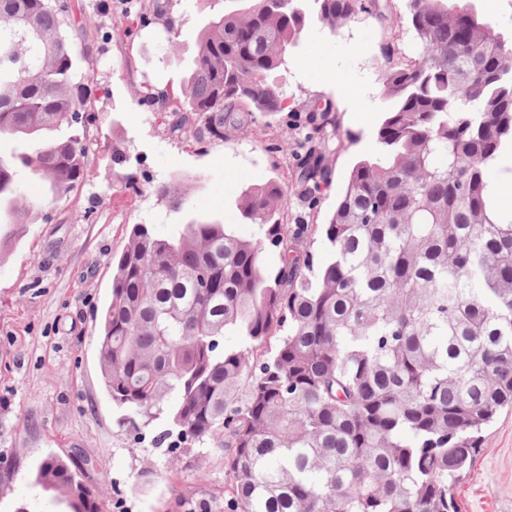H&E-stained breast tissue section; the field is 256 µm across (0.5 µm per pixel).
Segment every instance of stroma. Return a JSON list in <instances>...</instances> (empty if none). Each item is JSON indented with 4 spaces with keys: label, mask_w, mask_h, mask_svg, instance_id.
<instances>
[{
    "label": "stroma",
    "mask_w": 512,
    "mask_h": 512,
    "mask_svg": "<svg viewBox=\"0 0 512 512\" xmlns=\"http://www.w3.org/2000/svg\"><path fill=\"white\" fill-rule=\"evenodd\" d=\"M332 33L306 31L278 75L285 109L227 130L215 145L171 133V113L140 102L141 90L180 94L197 53L196 33L210 9L174 0L169 14L148 0H103L85 20L96 61L90 118L80 134L91 145L96 178L47 205L48 220L26 225L0 250V512H65L32 474L48 454L77 461L107 512H227L224 453L206 448L177 456L157 444L158 428L133 440L100 375L98 325L111 298L112 258L134 224L161 237L183 224L218 219L252 235L238 198L243 188L291 183L303 150L293 128L305 110L333 106L340 139L327 157L331 182L317 201L292 198L289 226L305 225L315 264L327 245L319 232L354 163L375 149L382 120L381 48L410 42L399 18L404 0H380ZM125 155L115 163L113 150ZM169 185L181 208L157 193ZM474 467L454 489L460 512H512V410L486 431Z\"/></svg>",
    "instance_id": "stroma-1"
}]
</instances>
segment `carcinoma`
<instances>
[{
	"label": "carcinoma",
	"mask_w": 512,
	"mask_h": 512,
	"mask_svg": "<svg viewBox=\"0 0 512 512\" xmlns=\"http://www.w3.org/2000/svg\"><path fill=\"white\" fill-rule=\"evenodd\" d=\"M412 46L382 47L384 117L323 225L329 259L280 219L290 192L242 190L246 238L199 219L176 237L135 224L112 261L100 372L132 432L221 448L230 512H457L453 487L482 430L512 407V206L488 171L512 155V34L474 0H405ZM76 0H0V209L30 224L94 177V60L66 31ZM376 0H224L198 30L183 98L160 101L199 143L279 112L275 75L302 34L334 32ZM69 135L53 136L61 127ZM298 192L329 179L330 113L300 124ZM281 267L267 270L268 247ZM239 336L224 347L227 333ZM36 482L69 512H103L83 469L45 457Z\"/></svg>",
	"instance_id": "carcinoma-1"
}]
</instances>
